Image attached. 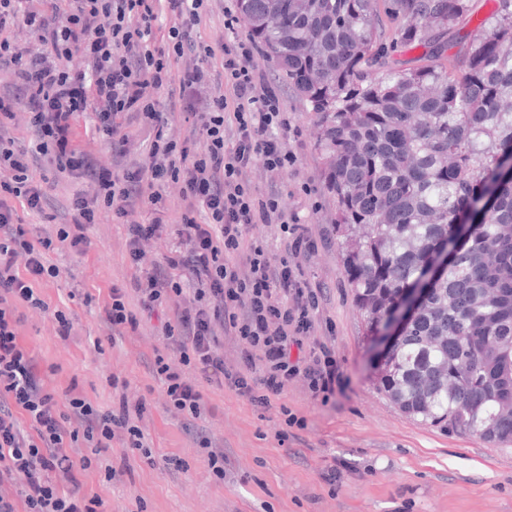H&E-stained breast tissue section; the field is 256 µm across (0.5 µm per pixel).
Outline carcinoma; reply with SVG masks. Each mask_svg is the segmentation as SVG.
Returning a JSON list of instances; mask_svg holds the SVG:
<instances>
[{
	"instance_id": "carcinoma-1",
	"label": "carcinoma",
	"mask_w": 512,
	"mask_h": 512,
	"mask_svg": "<svg viewBox=\"0 0 512 512\" xmlns=\"http://www.w3.org/2000/svg\"><path fill=\"white\" fill-rule=\"evenodd\" d=\"M304 2L286 23L278 0L240 8L322 123L336 239L367 326L420 285L378 388L406 415L509 448L512 0H492L467 33L479 0ZM435 16L443 25L427 27ZM406 47L424 63L395 66ZM456 360L469 372L450 385Z\"/></svg>"
}]
</instances>
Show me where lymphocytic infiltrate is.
Listing matches in <instances>:
<instances>
[{"instance_id": "f902f5d3", "label": "lymphocytic infiltrate", "mask_w": 512, "mask_h": 512, "mask_svg": "<svg viewBox=\"0 0 512 512\" xmlns=\"http://www.w3.org/2000/svg\"><path fill=\"white\" fill-rule=\"evenodd\" d=\"M174 20L155 34L156 4ZM215 0H0V512H103L86 494L84 473L101 468L91 448H122L151 458L138 425L144 403L101 410L83 397L59 402L46 388L18 333L22 309L47 316L59 336L73 323L42 287L60 270L48 256L87 254L90 225L102 213L126 229L128 283L104 300L111 335L157 319L164 350L151 372L168 406L198 420L211 412L207 387L229 388L269 407L302 379L312 395H332L338 369L317 335L321 289L300 260L319 247L277 191L259 192L252 170L296 171L297 153L281 93L257 83L252 39L212 45L197 32ZM221 69L212 77V66ZM193 118L190 136L168 129L177 114ZM102 139L111 162L92 158L76 140L81 116ZM84 180L93 194L74 195L54 231L28 230L22 213L53 222L49 172ZM179 224H172V216ZM254 224L277 226L280 250L250 237ZM163 241L160 264L142 266L143 246ZM233 337L239 365L224 364Z\"/></svg>"}]
</instances>
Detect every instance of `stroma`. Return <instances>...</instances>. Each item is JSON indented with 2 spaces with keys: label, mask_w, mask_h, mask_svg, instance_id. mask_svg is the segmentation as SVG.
Returning <instances> with one entry per match:
<instances>
[{
  "label": "stroma",
  "mask_w": 512,
  "mask_h": 512,
  "mask_svg": "<svg viewBox=\"0 0 512 512\" xmlns=\"http://www.w3.org/2000/svg\"><path fill=\"white\" fill-rule=\"evenodd\" d=\"M239 12V0H219L199 37L227 45L246 38V22L233 29L225 24L228 15ZM250 65L263 79L277 80L291 122L285 140L301 159L298 171L254 183L263 192L276 189L289 212L323 240L301 265L324 291L320 320L332 327L326 341L336 353L342 382L325 401L293 381L281 400L263 410L232 391L209 389L215 413L196 421L195 428L228 458L227 475L217 480L206 449L187 433L183 418L166 410L163 385L148 369L159 346L151 325L106 337L97 293L128 279L130 271L123 259L124 228L103 217L87 231L93 243L88 256L65 252L54 258L60 275L46 293L73 318L71 336H56L47 318L30 314L21 339L58 392L75 389L110 411L119 410L124 398L143 401L147 444L182 459L185 467L152 466L140 457L124 459L121 449L103 448L101 461L122 471V480L103 484L90 474L83 479L84 491L99 494L105 512H128L133 493L141 495L143 512H512V447L417 423L376 390L371 336L338 258L336 200L324 178L328 159L318 146V119L281 79L273 58L260 52ZM114 376L124 390H112ZM285 407L305 426L283 446L277 433ZM330 465L338 470L332 486L321 478Z\"/></svg>",
  "instance_id": "35a3bbf8"
}]
</instances>
